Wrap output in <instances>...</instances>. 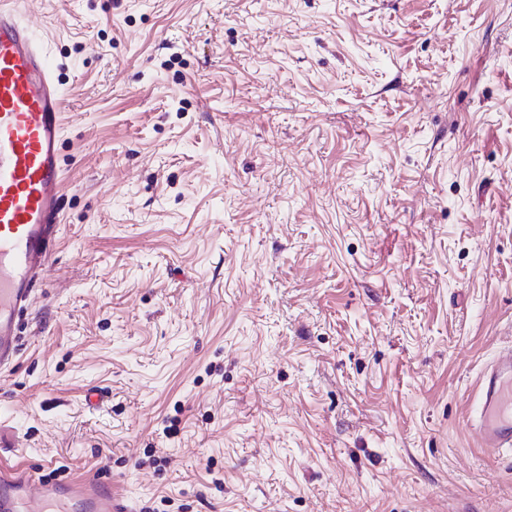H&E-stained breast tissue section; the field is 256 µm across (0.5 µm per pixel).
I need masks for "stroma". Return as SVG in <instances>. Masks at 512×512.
Segmentation results:
<instances>
[{"instance_id":"35a3bbf8","label":"stroma","mask_w":512,"mask_h":512,"mask_svg":"<svg viewBox=\"0 0 512 512\" xmlns=\"http://www.w3.org/2000/svg\"><path fill=\"white\" fill-rule=\"evenodd\" d=\"M20 8L64 176L0 466L133 512H512L467 425L512 345V0Z\"/></svg>"}]
</instances>
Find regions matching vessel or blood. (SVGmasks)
<instances>
[{"mask_svg":"<svg viewBox=\"0 0 512 512\" xmlns=\"http://www.w3.org/2000/svg\"><path fill=\"white\" fill-rule=\"evenodd\" d=\"M0 0V367L18 351L21 313L53 253L60 215L64 91L55 66L17 8ZM488 453L512 454V346L486 368L471 421ZM29 472L0 473V512H22ZM47 505L131 512L113 482L42 485Z\"/></svg>","mask_w":512,"mask_h":512,"instance_id":"1","label":"vessel or blood"}]
</instances>
